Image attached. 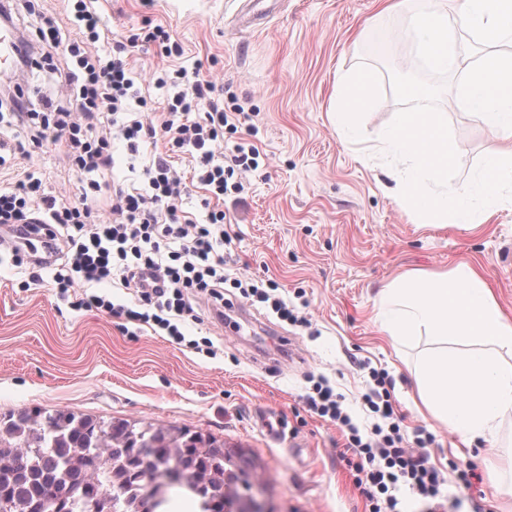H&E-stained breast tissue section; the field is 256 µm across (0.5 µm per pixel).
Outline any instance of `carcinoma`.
<instances>
[{
    "instance_id": "1",
    "label": "carcinoma",
    "mask_w": 512,
    "mask_h": 512,
    "mask_svg": "<svg viewBox=\"0 0 512 512\" xmlns=\"http://www.w3.org/2000/svg\"><path fill=\"white\" fill-rule=\"evenodd\" d=\"M246 465L188 427L64 410L0 415V503L9 512H164L169 497L140 491L170 470L204 482L200 492L186 489L200 512H226V492L241 498L250 489Z\"/></svg>"
}]
</instances>
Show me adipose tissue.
Listing matches in <instances>:
<instances>
[{
	"label": "adipose tissue",
	"mask_w": 512,
	"mask_h": 512,
	"mask_svg": "<svg viewBox=\"0 0 512 512\" xmlns=\"http://www.w3.org/2000/svg\"><path fill=\"white\" fill-rule=\"evenodd\" d=\"M371 86L367 73L342 76L331 118L343 134L356 132L354 107L368 100ZM378 319L395 343H430L415 371L430 415L468 444L495 435L512 412V319L482 269L461 263L445 272H406L383 289Z\"/></svg>",
	"instance_id": "ef3b65f1"
}]
</instances>
